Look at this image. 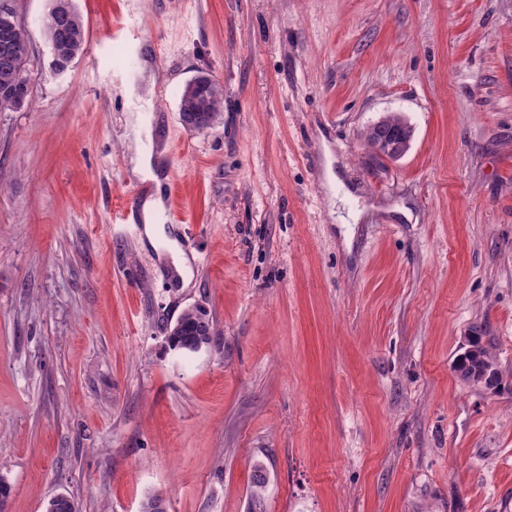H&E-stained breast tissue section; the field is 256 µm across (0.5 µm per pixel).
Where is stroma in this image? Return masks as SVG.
I'll list each match as a JSON object with an SVG mask.
<instances>
[{"mask_svg":"<svg viewBox=\"0 0 512 512\" xmlns=\"http://www.w3.org/2000/svg\"><path fill=\"white\" fill-rule=\"evenodd\" d=\"M1 1L31 43L0 112L5 512H249L258 463L264 512H512V0H73L62 73L49 0ZM171 180L185 284L113 221ZM193 306L211 346L171 349ZM475 328L502 389L452 368ZM50 8L44 23V34L53 58V64L58 72L57 49H59L60 64L68 69L73 59L81 50L84 38V28L81 17L76 11L72 0H51ZM55 2L61 4L63 9L57 11ZM56 45V46H55ZM196 80H193V83ZM214 87L208 78H200L194 86L187 84L181 94L179 117L182 125L189 129L209 127L216 118L222 99L213 94ZM202 130V129H199Z\"/></svg>","mask_w":512,"mask_h":512,"instance_id":"stroma-1","label":"stroma"}]
</instances>
